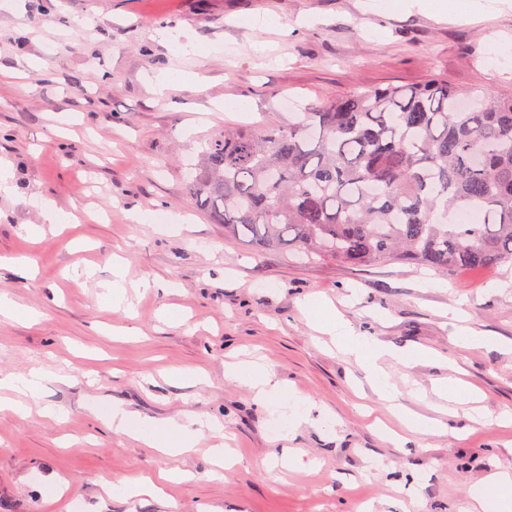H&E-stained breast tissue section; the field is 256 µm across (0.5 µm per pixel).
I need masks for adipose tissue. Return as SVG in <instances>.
<instances>
[{"mask_svg": "<svg viewBox=\"0 0 512 512\" xmlns=\"http://www.w3.org/2000/svg\"><path fill=\"white\" fill-rule=\"evenodd\" d=\"M316 330L336 338L338 344L365 369L380 399L392 400L395 386L385 368L387 361L403 364L414 361L409 352L391 351L365 336L353 334L336 317L330 303H322L321 312L314 318ZM226 377L238 381L256 396L272 400L273 412L284 433H293L310 419L311 407L306 400L289 396L279 381L266 369L244 370L229 365ZM44 377L42 369L34 368L25 375L0 379V390H8V397L0 399V410L8 409L23 416L28 412L27 400L35 399ZM104 424L112 432L127 435L161 454L174 457L192 450L205 434L222 437L223 426L215 419H202L185 412L179 418L164 421L132 416L121 404H113L102 414Z\"/></svg>", "mask_w": 512, "mask_h": 512, "instance_id": "adipose-tissue-1", "label": "adipose tissue"}]
</instances>
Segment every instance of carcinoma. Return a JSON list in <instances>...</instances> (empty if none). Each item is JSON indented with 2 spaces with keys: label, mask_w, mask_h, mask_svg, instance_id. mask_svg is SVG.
Here are the masks:
<instances>
[{
  "label": "carcinoma",
  "mask_w": 512,
  "mask_h": 512,
  "mask_svg": "<svg viewBox=\"0 0 512 512\" xmlns=\"http://www.w3.org/2000/svg\"><path fill=\"white\" fill-rule=\"evenodd\" d=\"M195 205L259 252L349 267L512 263V95L432 79L226 128L201 153Z\"/></svg>",
  "instance_id": "obj_1"
}]
</instances>
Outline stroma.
<instances>
[{
    "label": "stroma",
    "instance_id": "obj_1",
    "mask_svg": "<svg viewBox=\"0 0 512 512\" xmlns=\"http://www.w3.org/2000/svg\"><path fill=\"white\" fill-rule=\"evenodd\" d=\"M0 65L26 74L0 84V161L17 187L0 193V292L36 316H0V376L48 373L28 416L0 410V512H467V488L512 468L511 265L448 273L258 252L186 189L188 164L227 125H285L330 97L434 76L512 93V0H0ZM168 71L189 79L156 100ZM238 100L244 111H223ZM44 199L90 214L35 238ZM157 211L186 222L132 220ZM116 256L128 282L158 284L130 312L105 296ZM313 298L385 347L435 351L388 370L402 410L444 431L397 421L398 440L387 438L366 372L310 327ZM453 308L486 346L451 341ZM240 349L314 404L289 442L273 438L270 402L226 378ZM196 367L201 381L169 376ZM452 371L478 403L451 408L434 394ZM112 403L154 420H219L237 461L213 471L208 437L161 456L92 411ZM291 447L318 467L283 469ZM163 468L186 477L160 498L108 490Z\"/></svg>",
    "mask_w": 512,
    "mask_h": 512
}]
</instances>
